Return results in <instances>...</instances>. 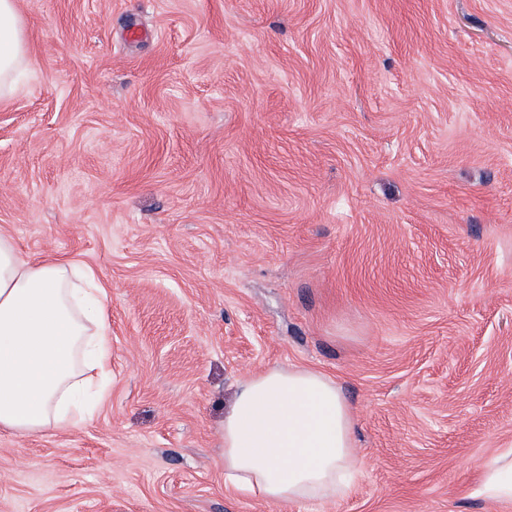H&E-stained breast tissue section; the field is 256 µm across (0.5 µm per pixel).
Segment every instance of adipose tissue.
Returning a JSON list of instances; mask_svg holds the SVG:
<instances>
[{
	"mask_svg": "<svg viewBox=\"0 0 512 512\" xmlns=\"http://www.w3.org/2000/svg\"><path fill=\"white\" fill-rule=\"evenodd\" d=\"M28 52L18 0H0V95L12 93ZM108 293L91 268L34 262L0 235V429L64 431L83 420L91 371L107 374ZM353 410L336 381L271 367L236 389L224 412V480L268 502L348 497L360 475ZM479 497L512 504V448L478 467Z\"/></svg>",
	"mask_w": 512,
	"mask_h": 512,
	"instance_id": "1",
	"label": "adipose tissue"
}]
</instances>
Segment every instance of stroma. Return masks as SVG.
Instances as JSON below:
<instances>
[{
    "label": "stroma",
    "mask_w": 512,
    "mask_h": 512,
    "mask_svg": "<svg viewBox=\"0 0 512 512\" xmlns=\"http://www.w3.org/2000/svg\"><path fill=\"white\" fill-rule=\"evenodd\" d=\"M0 234L109 288L76 428L0 430V512H512V0H18ZM333 377L363 474L224 481L267 368ZM475 492L486 500L512 504V448H504L478 466Z\"/></svg>",
    "instance_id": "1"
}]
</instances>
